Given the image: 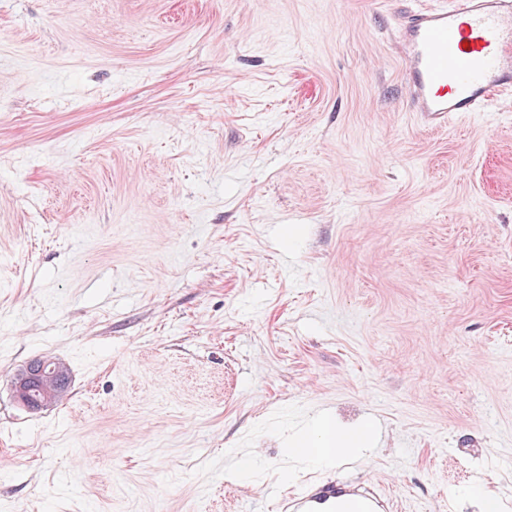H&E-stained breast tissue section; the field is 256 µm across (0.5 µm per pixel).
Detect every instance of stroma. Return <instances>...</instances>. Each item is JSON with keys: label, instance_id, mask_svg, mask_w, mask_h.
<instances>
[{"label": "stroma", "instance_id": "stroma-1", "mask_svg": "<svg viewBox=\"0 0 512 512\" xmlns=\"http://www.w3.org/2000/svg\"><path fill=\"white\" fill-rule=\"evenodd\" d=\"M420 2L0 0V512H512V96L420 121ZM63 375L59 379H48L46 373L54 371L58 373L59 367L56 361L51 359H37L30 363V375L27 379L15 385V393L19 402L24 405L27 404L29 408L33 407L28 401V392L33 384L39 383L34 389L30 391V398L32 403L42 407H48L59 402L70 385V376L68 369L62 365ZM39 409V410H40ZM370 439L371 433L367 428L350 432L346 436L336 437L335 439L328 425L323 423L314 428L313 435L298 437L293 442L291 451L298 457L311 454L331 457L353 447H366ZM275 512H391L392 499L368 481H315L297 495L273 492Z\"/></svg>", "mask_w": 512, "mask_h": 512}]
</instances>
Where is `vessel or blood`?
<instances>
[{
  "label": "vessel or blood",
  "instance_id": "obj_1",
  "mask_svg": "<svg viewBox=\"0 0 512 512\" xmlns=\"http://www.w3.org/2000/svg\"><path fill=\"white\" fill-rule=\"evenodd\" d=\"M412 110L447 126L512 91V0H449L404 12L397 23ZM274 512H392L368 481H315L297 495L273 492Z\"/></svg>",
  "mask_w": 512,
  "mask_h": 512
}]
</instances>
